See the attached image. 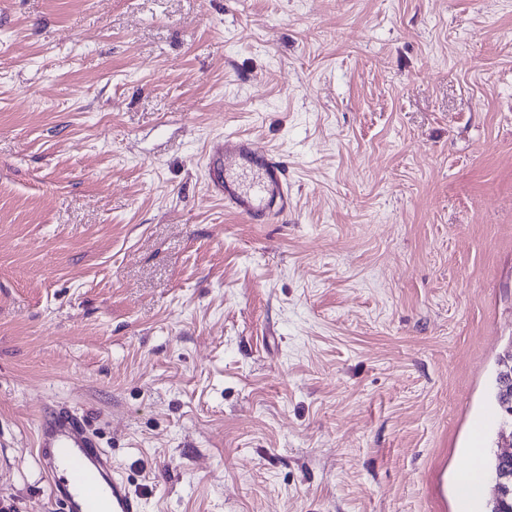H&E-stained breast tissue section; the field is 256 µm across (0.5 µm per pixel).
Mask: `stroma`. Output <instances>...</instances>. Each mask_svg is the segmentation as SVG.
<instances>
[{
    "label": "stroma",
    "mask_w": 512,
    "mask_h": 512,
    "mask_svg": "<svg viewBox=\"0 0 512 512\" xmlns=\"http://www.w3.org/2000/svg\"><path fill=\"white\" fill-rule=\"evenodd\" d=\"M511 341L512 0H0V508L56 406L143 512H457ZM210 160L213 185L229 209L256 223L288 210V184L280 162L255 149L249 139L225 135Z\"/></svg>",
    "instance_id": "1"
}]
</instances>
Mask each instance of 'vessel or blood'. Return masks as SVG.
<instances>
[{
  "label": "vessel or blood",
  "instance_id": "vessel-or-blood-1",
  "mask_svg": "<svg viewBox=\"0 0 512 512\" xmlns=\"http://www.w3.org/2000/svg\"><path fill=\"white\" fill-rule=\"evenodd\" d=\"M211 167L215 189L234 212L265 223L287 211L288 185L280 162L249 139L225 135L213 148ZM36 447L58 512H143L141 499L76 415L40 418Z\"/></svg>",
  "mask_w": 512,
  "mask_h": 512
}]
</instances>
